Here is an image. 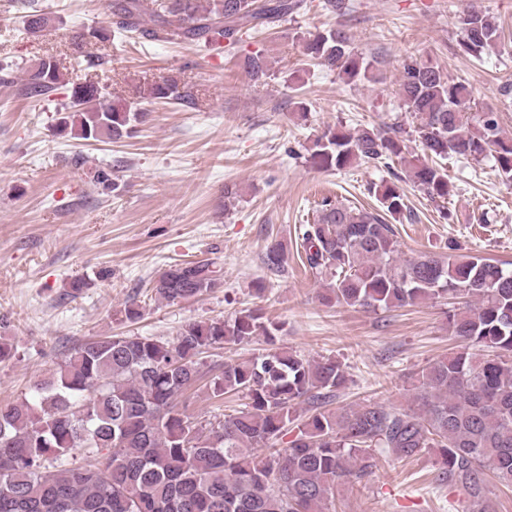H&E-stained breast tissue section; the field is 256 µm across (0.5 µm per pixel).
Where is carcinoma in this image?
I'll return each mask as SVG.
<instances>
[{"label": "carcinoma", "instance_id": "carcinoma-1", "mask_svg": "<svg viewBox=\"0 0 512 512\" xmlns=\"http://www.w3.org/2000/svg\"><path fill=\"white\" fill-rule=\"evenodd\" d=\"M300 7V0H114L111 24L123 32L173 44L224 48L245 26L270 28ZM150 13L153 26H142ZM460 42L473 56L500 38L490 16L472 9L459 18ZM108 41L112 28L74 36L76 48ZM317 67L347 83L368 77L373 64L332 28L305 43ZM245 67L256 80L271 77L262 54ZM21 93L42 99L68 85L62 63L46 56L25 70ZM399 91L412 118L422 155H403L402 126L381 133L329 128L311 159L342 170L355 162L395 156L432 199L453 192L444 168L428 158L478 161L490 156L512 181V138L501 136L498 113L471 111L468 84L449 79L429 61L402 67ZM146 100L189 107L193 95L172 77L136 87ZM58 129L89 141L119 139L143 116L107 99L94 81L71 88ZM383 214L324 204L318 219L299 227L312 270L333 282L329 304L389 310L440 297L470 303L448 313L454 346L419 373L416 408L397 412L367 402L330 408L346 381L334 358L310 361L285 349L234 363L209 364L206 354L259 336L274 342L277 325L258 309L229 319L190 321L171 339L110 335L74 348L35 381L30 396L0 406V512H331L336 486H354L378 455L412 459L435 449L437 479L468 491L470 512H488L491 478L512 486V269L486 258L422 254L403 260L386 217L411 218L399 187H373ZM287 259L270 243L271 270ZM222 284L210 260L175 263L153 281L169 303L198 298ZM209 378L212 398L240 394L234 415L198 420L188 393ZM87 461H72L76 450Z\"/></svg>", "mask_w": 512, "mask_h": 512}]
</instances>
